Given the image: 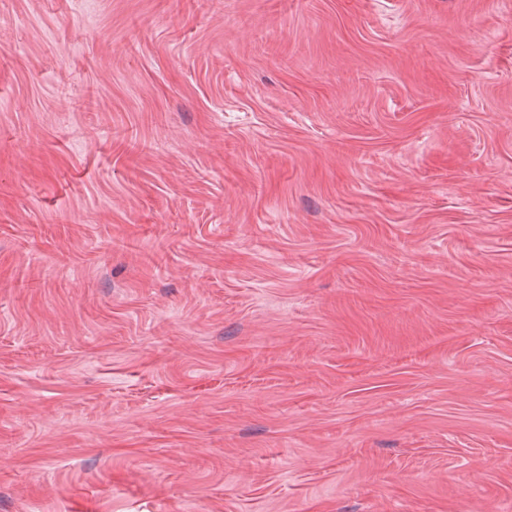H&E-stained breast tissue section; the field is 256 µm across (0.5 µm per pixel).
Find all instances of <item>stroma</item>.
Masks as SVG:
<instances>
[{"mask_svg": "<svg viewBox=\"0 0 512 512\" xmlns=\"http://www.w3.org/2000/svg\"><path fill=\"white\" fill-rule=\"evenodd\" d=\"M0 512H512V0H0Z\"/></svg>", "mask_w": 512, "mask_h": 512, "instance_id": "stroma-1", "label": "stroma"}]
</instances>
